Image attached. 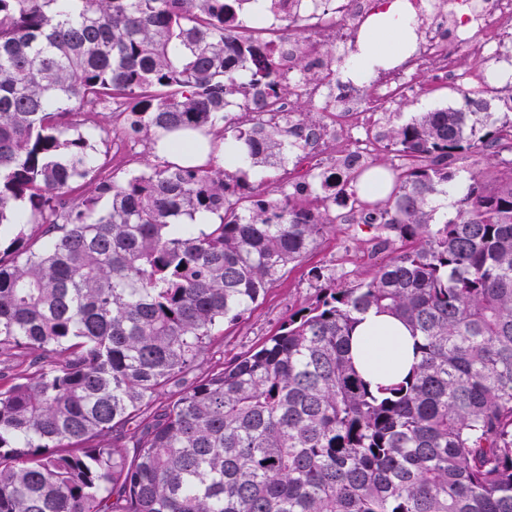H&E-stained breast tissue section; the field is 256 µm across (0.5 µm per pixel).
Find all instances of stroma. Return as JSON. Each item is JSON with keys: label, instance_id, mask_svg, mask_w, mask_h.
Returning a JSON list of instances; mask_svg holds the SVG:
<instances>
[{"label": "stroma", "instance_id": "35a3bbf8", "mask_svg": "<svg viewBox=\"0 0 512 512\" xmlns=\"http://www.w3.org/2000/svg\"><path fill=\"white\" fill-rule=\"evenodd\" d=\"M464 95L458 84L436 81L430 73L420 72L413 76L408 91L381 106L380 122L398 126L421 112L460 109ZM376 235L374 228L363 224L334 225L299 264L289 267L249 317L225 324L223 334L212 338L199 359L198 369H217L245 354L275 334L289 315L314 303L321 285L314 271L335 277L340 287L369 280L400 247L396 241L378 245Z\"/></svg>", "mask_w": 512, "mask_h": 512}]
</instances>
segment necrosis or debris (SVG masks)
<instances>
[{
  "instance_id": "4bbe7bcc",
  "label": "necrosis or debris",
  "mask_w": 512,
  "mask_h": 512,
  "mask_svg": "<svg viewBox=\"0 0 512 512\" xmlns=\"http://www.w3.org/2000/svg\"><path fill=\"white\" fill-rule=\"evenodd\" d=\"M409 2L424 20L416 48L386 76L352 85L345 94L336 91V63L357 44L364 23L380 10L382 0H275L268 5L263 26L296 96L314 100L320 111L342 115L304 151L289 177H302L333 156L344 159L370 152L369 131L378 106L408 89L416 72L428 71L454 83L506 81L505 69H487L485 61L500 37L512 32V0ZM299 53L310 62L302 73L291 64Z\"/></svg>"
}]
</instances>
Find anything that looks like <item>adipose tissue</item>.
<instances>
[{
  "instance_id": "1",
  "label": "adipose tissue",
  "mask_w": 512,
  "mask_h": 512,
  "mask_svg": "<svg viewBox=\"0 0 512 512\" xmlns=\"http://www.w3.org/2000/svg\"><path fill=\"white\" fill-rule=\"evenodd\" d=\"M414 26L405 0H394L370 24L363 51L350 64L354 76L370 75L374 66L398 55L412 40ZM351 352L364 378L375 385L402 379L416 360L410 331L394 316L375 309L359 317Z\"/></svg>"
}]
</instances>
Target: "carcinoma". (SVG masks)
<instances>
[{"instance_id":"cac0c4a2","label":"carcinoma","mask_w":512,"mask_h":512,"mask_svg":"<svg viewBox=\"0 0 512 512\" xmlns=\"http://www.w3.org/2000/svg\"><path fill=\"white\" fill-rule=\"evenodd\" d=\"M69 2L0 0V229L16 230L0 242V356L35 365L0 388V512H512V162L491 187L465 164L512 152V93L502 112L481 88L465 111L389 128L409 165L388 195L363 191L359 223L397 254L197 374L224 323L333 227L307 197L336 174L261 195L212 157L124 170L81 116L122 117L102 142L197 132L276 171L326 113L247 127L225 111L293 94L239 0ZM374 166L352 158L341 176ZM451 194L454 217L435 222ZM373 308L419 354L377 392L350 354Z\"/></svg>"}]
</instances>
